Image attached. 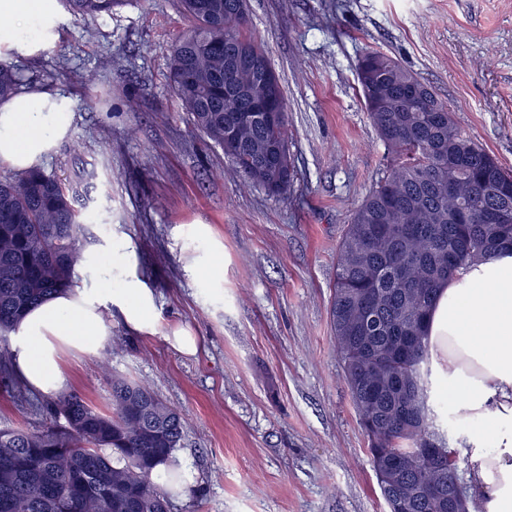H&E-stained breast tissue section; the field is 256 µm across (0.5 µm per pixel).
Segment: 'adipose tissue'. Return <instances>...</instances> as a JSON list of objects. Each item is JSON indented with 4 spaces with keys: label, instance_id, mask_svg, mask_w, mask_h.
<instances>
[{
    "label": "adipose tissue",
    "instance_id": "1",
    "mask_svg": "<svg viewBox=\"0 0 512 512\" xmlns=\"http://www.w3.org/2000/svg\"><path fill=\"white\" fill-rule=\"evenodd\" d=\"M56 20V0H0V47L33 54ZM73 118L69 102L47 91L1 99L0 164L20 173L41 166ZM111 262V247L86 251L81 282L30 308L14 326L16 372L34 390H63V355H95L108 344L112 307L133 329L151 324L150 289L134 275L114 283ZM426 328L432 386L474 427L470 512H512V252L489 253L449 277Z\"/></svg>",
    "mask_w": 512,
    "mask_h": 512
}]
</instances>
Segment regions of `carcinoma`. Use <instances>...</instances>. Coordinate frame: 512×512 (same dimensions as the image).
Instances as JSON below:
<instances>
[{
	"mask_svg": "<svg viewBox=\"0 0 512 512\" xmlns=\"http://www.w3.org/2000/svg\"><path fill=\"white\" fill-rule=\"evenodd\" d=\"M125 0H62L75 16L95 20ZM192 22L170 49L175 95L194 127L224 144L223 112L243 105L224 97V43L267 51L250 30L247 0H178ZM368 119L387 163L354 211L336 256L330 319L344 382L376 467L377 453L408 455L433 436L448 440L430 407L425 319L440 285L468 262L512 250V173L458 125L431 85L396 59L366 50L357 67ZM21 76L0 62V99ZM260 143L288 141V122L255 124ZM229 160L245 186L271 178L245 148ZM88 230L61 180L42 170L0 180V373L13 324L44 298L74 286ZM418 336L415 347H398ZM418 388L412 401L375 395L380 369ZM36 431L0 427V512H170L157 467L177 465L185 418L150 387L112 379V411L63 392L45 405ZM457 460L439 473L424 463L405 485L448 484ZM112 486V498L99 488ZM405 512H439L425 492Z\"/></svg>",
	"mask_w": 512,
	"mask_h": 512,
	"instance_id": "obj_1",
	"label": "carcinoma"
}]
</instances>
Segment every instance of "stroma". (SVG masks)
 Segmentation results:
<instances>
[{
  "label": "stroma",
  "mask_w": 512,
  "mask_h": 512,
  "mask_svg": "<svg viewBox=\"0 0 512 512\" xmlns=\"http://www.w3.org/2000/svg\"><path fill=\"white\" fill-rule=\"evenodd\" d=\"M251 28L288 103L294 180L286 197L242 173L198 132L169 79L190 22L177 0H124L95 21L59 8L56 39L9 51L23 86L70 99L75 121L43 170L112 244V276L151 288V328L112 313L94 356H65L67 391L110 410L112 377L152 388L187 426L171 512H385L330 323L336 249L385 163L356 64L397 57L454 108L465 132L512 170V0H250ZM95 83H88L90 72ZM183 329L198 351L180 353ZM37 405L0 384V425L33 430ZM467 493L470 426L432 397Z\"/></svg>",
  "instance_id": "35a3bbf8"
}]
</instances>
